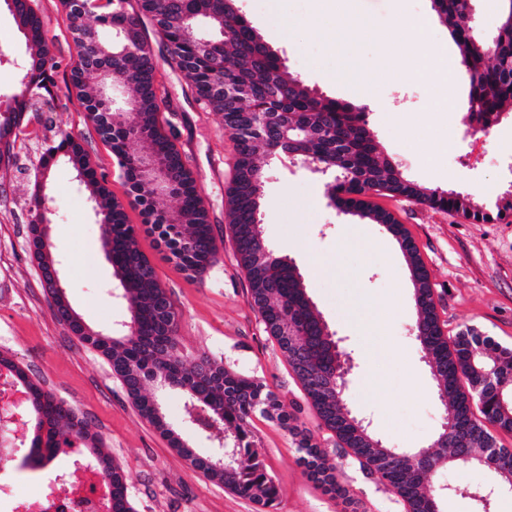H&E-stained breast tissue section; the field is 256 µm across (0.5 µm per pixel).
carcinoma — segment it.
Returning <instances> with one entry per match:
<instances>
[{
	"mask_svg": "<svg viewBox=\"0 0 512 512\" xmlns=\"http://www.w3.org/2000/svg\"><path fill=\"white\" fill-rule=\"evenodd\" d=\"M4 3L25 38L28 61L13 84L14 107L0 113V162L14 148V141L8 140L11 126L28 112L50 111L60 92L56 81L60 63L51 53L35 0ZM62 5L77 48L76 59L67 64V86L78 90L87 120L110 147L127 195L141 207L145 223L170 258L194 277L215 263L218 245L193 173L174 142L170 124L159 119L156 62L148 28L165 45L199 107L221 115L235 152L224 199L230 239L265 332L288 358L305 402L315 411L320 427L335 439V446L357 461L366 476L392 491L403 512H433L437 499L429 477L434 469L414 468L385 459L378 448L359 447L345 425L349 407L344 393L322 384L324 375L335 369L336 354L327 347L326 326L303 291L305 284L297 267L273 251L255 256V237L262 234L259 214L265 166L285 150L313 165L333 166L336 179L326 183V189L336 208L372 224H391L403 236L423 291L414 335L431 363L437 392L447 393L444 414L452 418L448 447L462 465L479 463L488 444L497 443L494 432L512 434V348L472 329L453 336L444 333L430 274L416 244L403 225L370 198L400 197L489 223L512 211V192L489 207L473 194L416 184L399 164L378 151L363 109L322 97L289 73L234 2L62 0ZM432 8L459 49L457 71L468 87L464 125L483 131L497 126L506 107L512 108V0H501L491 54L471 32L472 0H432ZM102 29L111 31L112 38H102ZM145 149L166 177L165 195L176 200L171 209L156 207L160 193L141 170ZM60 162L70 165L89 190L103 228L102 245L119 281L117 290L130 313V329L86 335L79 316L51 285L49 269L57 259L39 248L40 224L51 221L44 188L50 171ZM39 168L41 180L35 181L31 196L34 220L29 245L53 311L83 343L108 360L141 416L193 470L268 508L279 499V487L255 447L251 423L259 414L288 430L299 452L298 462L311 482L333 498L356 504L339 479L336 463L313 432L300 427V403H284L264 383L229 370L205 354L192 359L179 354L174 303L159 283L155 266L139 248V227L128 222L124 204L112 196L107 175L97 171L81 141L58 135L42 152ZM24 381L37 420L29 441L33 448L30 461H40L57 447L59 439L71 437L96 468L109 474L112 512H133L125 472L87 423L40 383L27 376ZM153 381L168 382L167 390L181 396L197 433L216 442L218 448L237 449L231 470L211 465V456L197 453L166 417L157 414V397L146 389ZM496 390L503 393L508 407L492 411L488 400Z\"/></svg>",
	"mask_w": 512,
	"mask_h": 512,
	"instance_id": "carcinoma-1",
	"label": "carcinoma"
}]
</instances>
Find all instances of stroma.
Wrapping results in <instances>:
<instances>
[{"label": "stroma", "mask_w": 512, "mask_h": 512, "mask_svg": "<svg viewBox=\"0 0 512 512\" xmlns=\"http://www.w3.org/2000/svg\"><path fill=\"white\" fill-rule=\"evenodd\" d=\"M239 7L291 74L324 97L354 104L358 96L336 79L343 49L329 32L341 18L354 26L368 22L353 51L383 73L378 96L385 107L366 112L382 154L422 187L473 193L488 204L512 186V114L482 136L480 144H473L461 123L466 84L452 90L453 113L432 111L438 83L417 78L409 48L390 37L399 22L427 19V46L440 50L443 62L456 69L458 48L431 0H348L341 18L322 10L319 0H239ZM37 8L51 53L62 63L57 75L61 91L51 111L27 114L25 134L13 150L15 164L0 165V352L12 355L32 379L85 419L125 471L135 512H257L249 500L194 471L138 413L108 361L82 343L50 308L29 250L30 197L45 144L56 132L70 134L106 173L113 195L124 197L126 187L77 95L65 89L66 65L75 53L67 12L60 0H37ZM0 37L10 42L7 62L0 68L1 112L11 98L13 76L28 58L22 34L1 5ZM154 53L157 86L172 104L160 117L174 128L219 245L214 265L193 278L167 258L153 236L139 237L141 251L154 263L178 312V350L185 356L208 354L228 369L261 380L283 401L301 402L288 360L265 332L251 301L227 229L224 192L232 174L233 143L224 134L220 115L186 98L181 74L168 62L162 43H155ZM49 180L47 205L54 218L48 236L63 262L66 297L85 325L108 329L128 312L123 300L110 294L117 282L89 193L63 163L52 169ZM375 203L393 213L415 242L435 288L445 333L472 327L512 347V216L477 223L402 198L379 197ZM260 218L266 242L297 266L329 332L352 359L346 390L351 410L369 419L372 431L390 447L430 445L441 430L444 407L432 369L411 332L416 318L413 284L396 240L384 226L371 224L367 231L374 249L353 244L351 226L358 216L329 206L318 175L278 161L267 169ZM357 313L375 314L384 332L375 356L366 354L371 337L354 329ZM300 421L316 431L334 458L341 481L359 501V512H402L391 492L341 457L327 432L319 429L312 408L303 407ZM252 431L279 486L274 512H344L342 501L323 494L307 478L287 430L257 417Z\"/></svg>", "instance_id": "1"}]
</instances>
